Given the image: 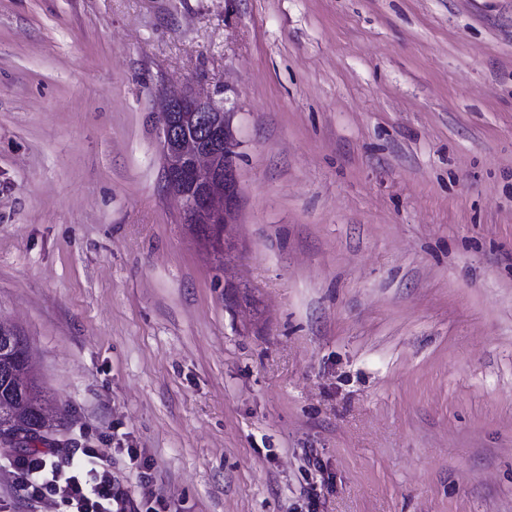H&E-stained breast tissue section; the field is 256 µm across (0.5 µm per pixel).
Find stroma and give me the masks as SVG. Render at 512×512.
<instances>
[{
	"label": "stroma",
	"instance_id": "1",
	"mask_svg": "<svg viewBox=\"0 0 512 512\" xmlns=\"http://www.w3.org/2000/svg\"><path fill=\"white\" fill-rule=\"evenodd\" d=\"M167 90L231 111L228 253ZM0 321L143 506L512 512V0H0Z\"/></svg>",
	"mask_w": 512,
	"mask_h": 512
}]
</instances>
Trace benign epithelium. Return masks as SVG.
<instances>
[{"mask_svg": "<svg viewBox=\"0 0 512 512\" xmlns=\"http://www.w3.org/2000/svg\"><path fill=\"white\" fill-rule=\"evenodd\" d=\"M162 176L196 224L229 227L237 206L234 163L239 142L230 113L211 98L168 96L158 115Z\"/></svg>", "mask_w": 512, "mask_h": 512, "instance_id": "7a95c632", "label": "benign epithelium"}]
</instances>
